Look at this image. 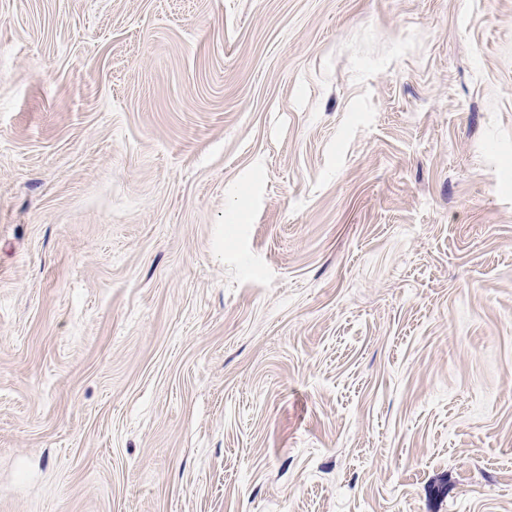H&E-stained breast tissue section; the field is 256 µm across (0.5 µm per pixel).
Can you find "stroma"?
<instances>
[{
	"label": "stroma",
	"instance_id": "obj_1",
	"mask_svg": "<svg viewBox=\"0 0 512 512\" xmlns=\"http://www.w3.org/2000/svg\"><path fill=\"white\" fill-rule=\"evenodd\" d=\"M0 512H512V0H0Z\"/></svg>",
	"mask_w": 512,
	"mask_h": 512
}]
</instances>
